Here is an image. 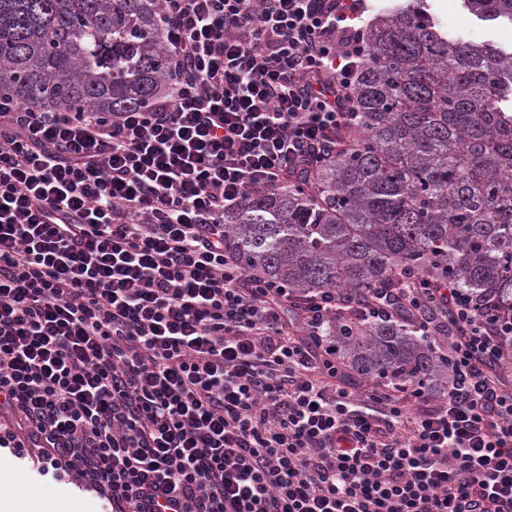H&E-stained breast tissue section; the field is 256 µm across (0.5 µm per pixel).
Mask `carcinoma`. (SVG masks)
<instances>
[{"label":"carcinoma","mask_w":512,"mask_h":512,"mask_svg":"<svg viewBox=\"0 0 512 512\" xmlns=\"http://www.w3.org/2000/svg\"><path fill=\"white\" fill-rule=\"evenodd\" d=\"M512 25V0H462ZM357 117L302 177L224 214V248L292 300L364 305L402 270L448 279L512 319V50L450 38L425 0L364 31ZM158 0H0V93L39 110L125 112L166 87ZM339 362L388 385L448 383L413 316H336Z\"/></svg>","instance_id":"carcinoma-1"}]
</instances>
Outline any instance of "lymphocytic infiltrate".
<instances>
[{
  "mask_svg": "<svg viewBox=\"0 0 512 512\" xmlns=\"http://www.w3.org/2000/svg\"><path fill=\"white\" fill-rule=\"evenodd\" d=\"M360 0H161L167 92L125 112L0 100V447L112 512H512V349L409 272L448 386L351 389L333 297L282 311L224 214L301 176L356 112Z\"/></svg>",
  "mask_w": 512,
  "mask_h": 512,
  "instance_id": "obj_1",
  "label": "lymphocytic infiltrate"
}]
</instances>
